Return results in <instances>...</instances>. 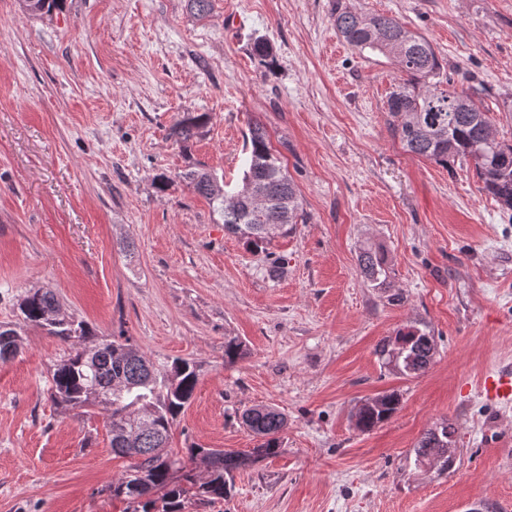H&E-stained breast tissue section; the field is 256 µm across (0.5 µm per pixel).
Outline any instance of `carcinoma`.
I'll return each instance as SVG.
<instances>
[{"label":"carcinoma","mask_w":512,"mask_h":512,"mask_svg":"<svg viewBox=\"0 0 512 512\" xmlns=\"http://www.w3.org/2000/svg\"><path fill=\"white\" fill-rule=\"evenodd\" d=\"M30 16L61 9L63 0H20ZM336 29L359 54L379 52L392 60L406 79L390 92L386 111L393 135L409 154L450 167L471 161L481 183L480 189L501 206L512 210V144L498 140L488 111L482 109L468 89H441L431 79L438 74L439 60L432 45L412 33L396 18L336 8ZM208 122L205 113L187 112L171 127L170 136L185 146ZM250 149L244 160L241 183L235 191L219 195L213 190L216 177L203 169L180 174L193 191L214 204L224 218V228L256 248L268 244L274 235H286L305 220L302 201L281 158L273 151L263 126L249 128ZM277 226L276 234L266 231ZM359 266L363 276L384 286L389 271L384 254L371 247L362 249ZM23 321L58 337L71 348L69 357L52 373L50 396L62 407H94L106 415L112 455L129 460L122 478L112 485V494L132 504V512H182L192 482L177 473L184 463L170 451L171 429L192 398L197 385L194 366L182 359L156 367L140 351L110 339L90 341L92 332L83 323L56 322L59 306L46 290L27 294L19 304ZM22 339L15 329L0 330V360L15 355ZM437 343L433 333L414 325L383 338L376 353L382 364L406 376L425 373L433 363ZM111 392L108 402L92 397V390ZM395 392L367 400L355 414V427L370 432L398 410ZM242 423L264 442L253 449L258 459L280 448V434L287 421L283 413L268 406L246 409ZM454 428L444 421L426 430L414 453L417 468L448 472L456 464ZM189 459L207 456L211 469L196 486L195 495L208 502L222 501L230 492L228 478L245 464L247 455L235 451L194 446Z\"/></svg>","instance_id":"obj_1"}]
</instances>
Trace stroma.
Returning a JSON list of instances; mask_svg holds the SVG:
<instances>
[{
    "instance_id": "obj_1",
    "label": "stroma",
    "mask_w": 512,
    "mask_h": 512,
    "mask_svg": "<svg viewBox=\"0 0 512 512\" xmlns=\"http://www.w3.org/2000/svg\"><path fill=\"white\" fill-rule=\"evenodd\" d=\"M340 4L423 35L440 84L472 90L512 143V0H211L200 19L187 0H65L37 17L0 0V325L49 288L95 337L192 362L170 440L182 456L251 453L261 440L242 411L285 414L276 455L237 470L224 501L190 495L182 512H501L512 403L489 401L482 381L512 371V210L481 192L473 164L404 151L385 112L404 75L343 42ZM257 39L271 64L253 57ZM186 112L209 121L184 147L169 132ZM253 122L306 213L259 252L180 178L203 168L232 191ZM366 245L387 258L385 287L360 273ZM410 325L437 341L417 377L375 352ZM20 333L0 362V512H127L105 415L50 399L68 345ZM228 337L244 345L233 362ZM386 391L399 410L356 430L360 405ZM443 421L454 469L416 471L415 444Z\"/></svg>"
}]
</instances>
